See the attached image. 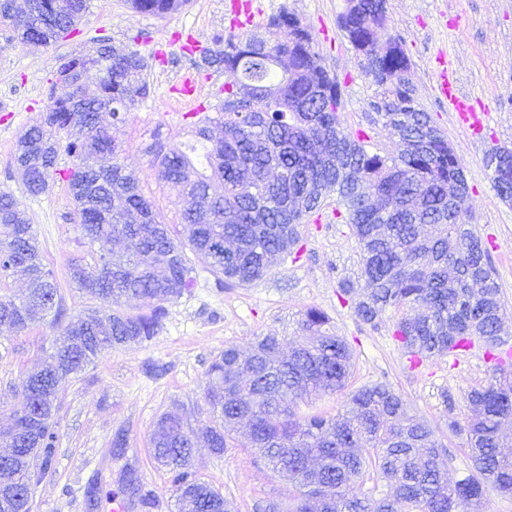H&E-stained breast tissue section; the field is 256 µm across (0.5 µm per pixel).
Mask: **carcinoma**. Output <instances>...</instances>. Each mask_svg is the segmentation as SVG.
Instances as JSON below:
<instances>
[{"mask_svg":"<svg viewBox=\"0 0 512 512\" xmlns=\"http://www.w3.org/2000/svg\"><path fill=\"white\" fill-rule=\"evenodd\" d=\"M44 11L20 25L15 0H0V21L18 38L50 45L67 37L85 10V0H45ZM188 0H130L132 9L160 15ZM387 0H345L338 25L362 61L377 95L370 102L375 123L398 142L393 153L366 149L341 126L343 92L322 64L313 38L287 10L264 30L238 38L218 37L201 49L196 66L225 75L224 101L196 130L212 143L207 169L198 167L196 146H155L157 179L184 202L181 223L159 221L139 179L118 162V146L105 116L150 96L147 59L137 50L114 49L61 58L51 96L40 120L20 134L14 165L27 194L49 187L57 160L75 164L65 176L74 208L71 220L90 244L92 265L70 264V280L107 304L78 315L62 328L52 368L35 370L34 392L25 387L12 422L10 477L33 488L35 466L47 471L55 454L54 417L62 383L117 347L142 344L161 329L163 302L191 292L195 265L206 267L219 286L262 278L271 259L299 245V227L331 195L337 218L353 227L360 247L361 285L354 314L374 325L390 308L403 310L395 337L417 365L436 356L464 353L479 343L499 347L501 285L489 249L477 230L461 222L470 207L464 169L429 113L418 108L407 77L411 61L388 30ZM101 73L95 88L88 70ZM221 130L213 139L211 126ZM503 172L491 176L505 202H512V149L499 150ZM223 185L211 192V182ZM124 240L123 255L110 244ZM28 282L23 297L0 296V324L26 330L59 304L52 271L44 263L36 233L10 192L0 191V280ZM132 297L156 301L147 313H130ZM299 335L282 356L285 339L256 338L242 356L224 348L208 374L218 381L204 391L211 420L201 432L218 456L228 448H250L271 469L284 473L297 495L289 510L269 499L263 512H455L460 501L479 502L486 487L512 493V456L502 452L512 430V363L494 356L486 383L468 393L475 416L467 426L468 455L475 475L454 484L440 462L434 432L409 414L390 385L376 382L351 394L342 415L299 412L300 404L342 390L351 375L347 342L330 329L328 316L307 309ZM244 421L246 441L228 426ZM156 462L171 473L187 512H232L233 504L193 469L194 430L172 413L163 414L151 437ZM390 487L375 498L356 491L366 466Z\"/></svg>","mask_w":512,"mask_h":512,"instance_id":"carcinoma-1","label":"carcinoma"}]
</instances>
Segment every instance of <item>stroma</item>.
<instances>
[{"label": "stroma", "instance_id": "1", "mask_svg": "<svg viewBox=\"0 0 512 512\" xmlns=\"http://www.w3.org/2000/svg\"><path fill=\"white\" fill-rule=\"evenodd\" d=\"M263 15L258 25L280 8L294 12L310 30L324 66L341 83L342 126L366 137L370 151L397 148L381 126L372 124L367 106L374 88L338 27L344 0H256ZM245 0H190L177 11L141 14L126 0H86L74 31L63 41L37 47L17 39L0 24V190L12 192L29 216L62 297L65 318L103 308L95 295L75 288L69 279L71 260L88 255L91 246L68 215L72 199L64 182L72 157L60 155L58 172L48 190L33 197L24 191L12 163L21 130L45 112L49 89L61 57L87 53L99 39L116 50H137L148 60L150 98L122 112L112 135L120 147L119 162L134 173L150 197L160 221L180 220V197L160 184L154 141L177 145L195 134L197 114L178 91L180 78L193 71L199 90V114L209 115L224 98V74L196 68L190 45H206L214 36L240 34L238 8ZM389 27L399 36L411 60L409 77L417 101L454 147L469 187L465 223L488 239L502 290V330L512 341V203L502 201L484 165L493 146L512 147V0H388ZM453 61L460 88L481 100L489 115L479 131L463 125L434 91L436 56ZM300 248L288 258H275L266 276L245 286L219 288L215 277L198 269L191 294L166 303V316L156 336L140 345L114 349L82 372L69 377L59 395L56 453L34 493L33 512H111L122 499L127 512H178L169 473L153 461L150 437L159 417L179 413L191 428L206 415L203 392L208 370L225 346L248 354L256 336H292L300 315L310 307L327 314L334 331L354 354L349 389L313 399L305 412L341 411L350 388L385 382L406 400L412 414L435 432L450 481L472 475L464 428L472 411L469 392L487 379L492 363L482 348L463 356L437 357L411 366L394 338L396 313L377 325L354 314L344 284L360 282V249L349 225L322 218L300 226ZM61 329L51 319L24 332L0 326V428H6L28 374L50 360ZM124 436L116 453L112 441ZM193 463L200 477L233 501L236 512H257L274 499L289 503L294 494L288 479L244 448L213 454L197 437Z\"/></svg>", "mask_w": 512, "mask_h": 512}]
</instances>
